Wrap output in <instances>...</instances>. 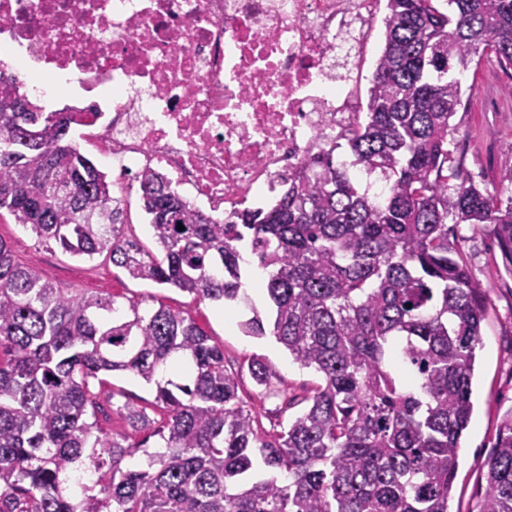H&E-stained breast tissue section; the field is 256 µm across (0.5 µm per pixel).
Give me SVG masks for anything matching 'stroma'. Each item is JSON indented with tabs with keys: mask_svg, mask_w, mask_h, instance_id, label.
Returning a JSON list of instances; mask_svg holds the SVG:
<instances>
[{
	"mask_svg": "<svg viewBox=\"0 0 512 512\" xmlns=\"http://www.w3.org/2000/svg\"><path fill=\"white\" fill-rule=\"evenodd\" d=\"M463 104L451 120L449 148L463 174L478 185L498 184L501 172L512 168V75L484 65L462 74ZM128 220L124 230L143 245H151L149 217L142 209L139 184L128 178L117 188ZM0 237L6 239L17 260L36 263L43 280L71 292L97 293L115 299L121 309L136 305L148 312L167 305L189 311L212 340L224 350V363L237 376L238 396L266 429L294 416L285 396L305 397L319 384L312 370L293 363L273 337H248L239 327L243 311L199 302L191 295L150 282L129 280L124 272L100 255L79 259L63 252L55 243L39 242L15 224L9 214L0 215ZM449 243L460 253L471 275L490 290V303L476 351L472 401L474 413L458 450V471L449 512H480L485 479L482 463L489 454L497 429L512 415V264L505 261L490 224L453 227ZM270 362L277 373L280 396L263 392L252 381L248 365L252 359ZM102 399L112 405L132 404L160 418L151 386L130 373H115L101 388Z\"/></svg>",
	"mask_w": 512,
	"mask_h": 512,
	"instance_id": "obj_1",
	"label": "stroma"
}]
</instances>
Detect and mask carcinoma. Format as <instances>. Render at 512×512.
Listing matches in <instances>:
<instances>
[{
	"mask_svg": "<svg viewBox=\"0 0 512 512\" xmlns=\"http://www.w3.org/2000/svg\"><path fill=\"white\" fill-rule=\"evenodd\" d=\"M446 5L386 0L348 166L325 149L271 208L222 224L162 175L138 177L153 251L124 234L112 182L69 138L74 115L0 93V211L74 257L106 254L131 280L249 305L243 332L273 336L322 379L301 412L262 432L190 313H123L109 297L56 288L0 238V512H448L488 306L448 224L496 225L512 263V200L475 185L448 149L463 95L449 71L483 60L512 70V0ZM351 168L384 183L385 197ZM244 243L268 273L270 323L245 293ZM113 372L154 386L163 417L107 409L90 380ZM250 372L260 386L275 375L258 358ZM114 415L129 427L118 438L104 430ZM482 468L481 512H512V417Z\"/></svg>",
	"mask_w": 512,
	"mask_h": 512,
	"instance_id": "1",
	"label": "carcinoma"
}]
</instances>
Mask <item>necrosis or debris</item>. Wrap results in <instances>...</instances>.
Segmentation results:
<instances>
[{
  "mask_svg": "<svg viewBox=\"0 0 512 512\" xmlns=\"http://www.w3.org/2000/svg\"><path fill=\"white\" fill-rule=\"evenodd\" d=\"M380 0H0V75L75 115L117 177L159 173L216 221L361 121Z\"/></svg>",
  "mask_w": 512,
  "mask_h": 512,
  "instance_id": "obj_1",
  "label": "necrosis or debris"
}]
</instances>
